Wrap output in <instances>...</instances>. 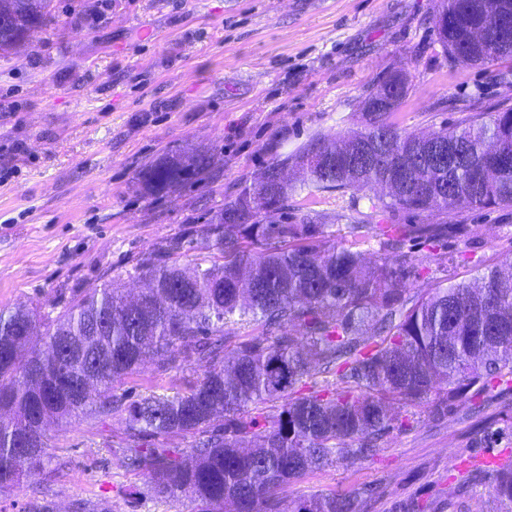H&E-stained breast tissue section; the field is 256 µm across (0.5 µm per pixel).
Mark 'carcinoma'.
Masks as SVG:
<instances>
[{"instance_id":"carcinoma-1","label":"carcinoma","mask_w":512,"mask_h":512,"mask_svg":"<svg viewBox=\"0 0 512 512\" xmlns=\"http://www.w3.org/2000/svg\"><path fill=\"white\" fill-rule=\"evenodd\" d=\"M10 23L0 39L27 40L46 20L45 0H0ZM448 58L467 64L512 58V0H439L433 17ZM408 93L393 75L364 100L356 134L386 164L405 158L411 183L381 193L386 209L442 211L512 205V104L487 121L464 119L426 136L399 131L389 116ZM347 138L316 137L264 170L272 193L242 186L204 225L210 264L190 272L149 257L134 274L148 281L136 298L106 282L74 295L57 315L0 309V489L30 476L47 457L45 427L89 411L124 415L129 439L186 434L195 445L173 458L168 448L130 449L152 493H190L198 512H281L292 482L349 457L369 458L377 441L403 425L392 409L431 402L442 412L457 401L512 381V263L492 266L480 285L440 286L410 296L414 266L401 253L402 227L376 234L365 253L328 243L333 233L302 209L288 216L292 188L276 182L290 165L305 171L308 193L381 188L388 169L338 154L310 168L316 151ZM203 153L150 164L145 188L170 193L207 170ZM262 331L239 336L230 323ZM381 326L376 339L369 323ZM148 359L157 370L195 366L203 378L185 394H149L126 402L116 384ZM336 376L333 388L301 396L306 379ZM224 415V427L210 429ZM497 508L512 512V462L483 466ZM363 499L314 494L293 512H360Z\"/></svg>"}]
</instances>
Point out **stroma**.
I'll return each instance as SVG.
<instances>
[{
    "label": "stroma",
    "instance_id": "35a3bbf8",
    "mask_svg": "<svg viewBox=\"0 0 512 512\" xmlns=\"http://www.w3.org/2000/svg\"><path fill=\"white\" fill-rule=\"evenodd\" d=\"M45 24L18 50L0 54V308L49 311L129 273L177 237L183 267L209 259L202 229L280 157L317 136L364 127L372 87L404 74L408 93L390 117L427 134L512 100V61L450 62L431 22L438 0H52ZM202 152L206 172L163 196L142 183L146 167ZM289 205L344 228H405L419 267L418 297L512 261V206L448 212L383 209L373 190L308 196L289 171ZM443 224L440 247L415 229ZM455 224L464 233L452 232ZM202 376L166 374L148 363L116 385L135 399L185 392ZM407 425L385 434L376 455L310 473L282 491L285 502L315 492L373 488L366 512H488L491 490L472 483L486 453L512 450V389L462 401L448 413L406 407ZM498 430L495 443L482 440ZM42 474L0 490V512L49 503L76 512H197L196 502L151 494L128 461L122 414L86 413L47 431Z\"/></svg>",
    "mask_w": 512,
    "mask_h": 512
}]
</instances>
